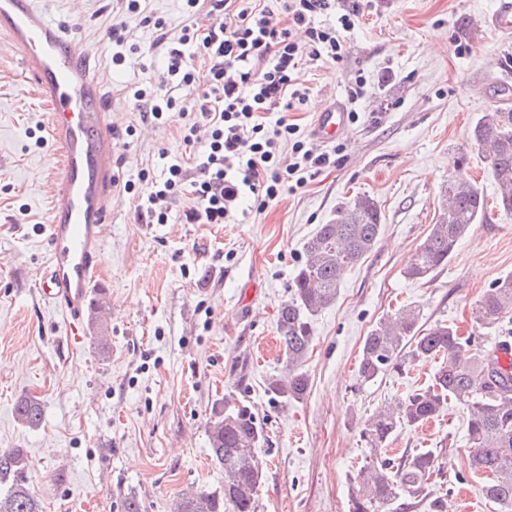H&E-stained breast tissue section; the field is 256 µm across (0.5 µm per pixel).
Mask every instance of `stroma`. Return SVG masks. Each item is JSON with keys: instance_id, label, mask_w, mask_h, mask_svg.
<instances>
[{"instance_id": "1", "label": "stroma", "mask_w": 512, "mask_h": 512, "mask_svg": "<svg viewBox=\"0 0 512 512\" xmlns=\"http://www.w3.org/2000/svg\"><path fill=\"white\" fill-rule=\"evenodd\" d=\"M495 2L375 0L345 33L341 62L305 64L300 80L310 95L289 114L310 135L316 113L346 102L349 85L365 78L347 135L325 147L336 166L240 224H141L138 198L123 183L160 171L161 151L185 153L176 125L141 123L129 95L131 83L159 85L161 52L139 17L121 16L113 0H84L77 15L69 0H51L52 20L99 47L88 67L103 78L116 130L120 188L102 270L105 354L92 327L68 336L62 314L35 287L60 157L53 142L36 145L48 112L18 57L0 55V450H27L45 512H122L130 492L143 512H173L184 490L223 486L208 427L230 399L251 407L264 434L255 512H348L353 478L370 455L360 436L366 419L426 385L435 369L423 361L403 376L362 382L358 357L372 326L413 304L424 326L447 323L487 345L494 338L473 323L471 308L492 281L512 273V215L491 211L427 279H406L404 268L440 216L441 190L460 153L470 156L466 176L494 191L469 134L483 113L512 110V37L486 25ZM465 17L473 22L467 30L459 27ZM118 20L138 45L120 66L109 38ZM363 193L381 206L379 240L312 321L306 397H274L266 381L285 370L277 315L292 295L303 245ZM23 394L42 403L39 429L13 416ZM465 431L466 413L452 402L425 426L397 431L386 454L434 451L441 475L429 486L447 496L450 512H493L481 474L469 469Z\"/></svg>"}]
</instances>
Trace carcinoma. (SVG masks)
Returning <instances> with one entry per match:
<instances>
[{
    "label": "carcinoma",
    "instance_id": "obj_1",
    "mask_svg": "<svg viewBox=\"0 0 512 512\" xmlns=\"http://www.w3.org/2000/svg\"><path fill=\"white\" fill-rule=\"evenodd\" d=\"M470 139L487 150L495 184L491 207L511 214L512 111L485 113L471 128ZM443 197L438 221L404 269L410 280L426 279L447 266L473 226L488 218L491 207L484 190L463 176L448 181ZM382 224L377 201L359 194L304 244L292 297L278 311L276 330L286 371L268 380L272 395L293 401L307 395L309 379L301 365L312 344L311 321L335 301L345 272L374 249ZM511 312L512 275L494 280L473 309L475 323L486 330L498 328L503 315ZM419 322L420 311L405 306L380 320L364 338L358 369L364 382L386 372L402 374L419 361H434L436 368L424 388L374 412L361 437L370 449H382L398 430L427 424L453 400L467 413L470 469L487 476L483 497L495 512H512V362L503 365L496 350L478 346L474 337L460 334L455 326L435 324L425 330ZM14 414L29 429L42 424V405L32 395L16 400ZM208 437L212 460L224 468V486L182 494L176 512H255L264 472L257 454L263 432L254 413L225 402L210 421ZM437 474V457L430 451L373 460L354 477L349 512H389L400 497L427 499L432 512H443L442 500L428 492V481ZM0 512H44L32 490L31 464L22 448L0 450Z\"/></svg>",
    "mask_w": 512,
    "mask_h": 512
}]
</instances>
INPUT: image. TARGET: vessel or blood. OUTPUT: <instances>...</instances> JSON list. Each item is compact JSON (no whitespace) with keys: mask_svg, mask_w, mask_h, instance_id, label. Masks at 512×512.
I'll use <instances>...</instances> for the list:
<instances>
[{"mask_svg":"<svg viewBox=\"0 0 512 512\" xmlns=\"http://www.w3.org/2000/svg\"><path fill=\"white\" fill-rule=\"evenodd\" d=\"M493 30L512 32V0H496ZM0 43L16 52L49 109V133L60 151V175L49 213L45 269L36 288L62 311L70 335H81L100 287L105 224L112 217L116 143L99 75L85 63L95 47L56 25L40 0H0ZM347 132L334 102L316 116L312 137L329 143Z\"/></svg>","mask_w":512,"mask_h":512,"instance_id":"b4317fda","label":"vessel or blood"}]
</instances>
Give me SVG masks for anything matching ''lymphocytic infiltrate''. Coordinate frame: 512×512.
<instances>
[{"instance_id": "1", "label": "lymphocytic infiltrate", "mask_w": 512, "mask_h": 512, "mask_svg": "<svg viewBox=\"0 0 512 512\" xmlns=\"http://www.w3.org/2000/svg\"><path fill=\"white\" fill-rule=\"evenodd\" d=\"M191 21L171 36L163 17L146 9V0H122L125 14L139 16L163 49L159 87L139 86L133 105L142 122H178L188 158L160 152V174L141 172L138 183L125 184L139 198L137 215L144 224H235L240 205L251 199L265 210L285 192L304 187L325 168L330 153L308 148L289 111L307 98L298 81L305 62H338L344 54V31L371 7V0H283L280 18L262 0H210L215 24L195 20L200 0H183ZM336 14L335 25L322 24ZM196 90L195 111H185L180 91ZM290 147L297 162L281 167L278 153ZM191 196L179 215L171 204Z\"/></svg>"}]
</instances>
